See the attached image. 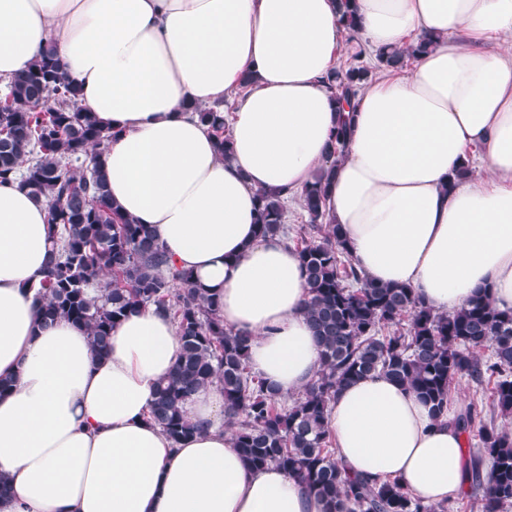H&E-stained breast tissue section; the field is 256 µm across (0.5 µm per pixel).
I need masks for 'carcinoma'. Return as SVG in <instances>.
Here are the masks:
<instances>
[{"mask_svg": "<svg viewBox=\"0 0 512 512\" xmlns=\"http://www.w3.org/2000/svg\"><path fill=\"white\" fill-rule=\"evenodd\" d=\"M348 30L345 61L323 79L341 106L367 83L371 67L358 40V21L341 0ZM431 42L376 53L377 67L403 69ZM0 112V185L19 180L48 208L51 250L35 293L40 322L65 319L88 329L96 356L108 354L112 330L126 315L153 305L177 326L180 355L169 378L156 389L150 418L177 444L198 427L183 411L199 389L215 386L224 395V418L232 445L253 470L276 465L331 504L330 512H448V503L411 495L398 481L348 474L328 428L336 392L372 375L415 392L435 418L448 415L454 381L493 384V406L512 416V308L499 309L486 296L452 313L427 306L413 289L379 284L362 275L346 254L340 228L326 223L324 184L329 166L345 150L350 128L336 126L327 165L301 194L307 223L296 229L300 265L309 298L303 309L320 346L319 367L310 386L288 404L252 370L251 337L224 328L215 297L175 267L146 224L123 215L110 202L102 157L112 132L79 106L81 89L62 63L46 50L15 74ZM216 135L228 156L224 116L188 105ZM257 233L288 235L285 201L261 190ZM490 355H483L484 350ZM469 449L479 512L512 505V432L485 420L471 406L452 418ZM486 470H481L482 464Z\"/></svg>", "mask_w": 512, "mask_h": 512, "instance_id": "obj_1", "label": "carcinoma"}]
</instances>
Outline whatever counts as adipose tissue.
<instances>
[{"label": "adipose tissue", "instance_id": "adipose-tissue-1", "mask_svg": "<svg viewBox=\"0 0 512 512\" xmlns=\"http://www.w3.org/2000/svg\"><path fill=\"white\" fill-rule=\"evenodd\" d=\"M373 50L430 38L404 74L369 81L325 186L330 223L370 280L439 312L487 295L512 308V0H350ZM338 0H0V89L53 49L114 137L110 200L151 225L212 294L225 327L283 398L320 348L296 252L256 233L257 194L299 193L325 165L338 104L321 78L345 42ZM498 50H490V43ZM229 111L221 156L188 103ZM476 176L457 178L461 167ZM47 207L0 186V512H329L276 466H246L224 396L185 404L198 433L172 446L148 418L178 359L173 322L137 309L95 356L85 327L43 326L30 290L50 248ZM328 427L348 471L437 503L465 481V439L414 392L374 375L340 389Z\"/></svg>", "mask_w": 512, "mask_h": 512}]
</instances>
